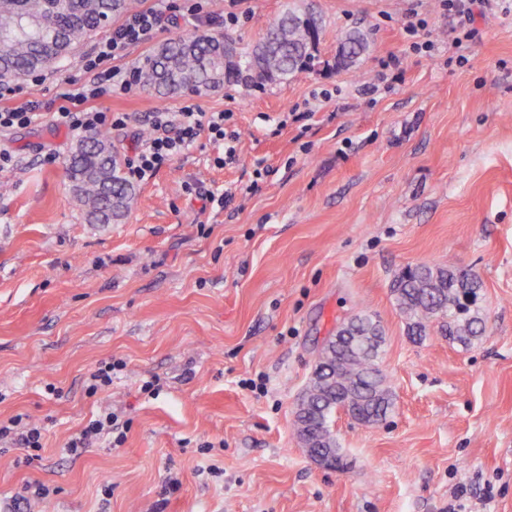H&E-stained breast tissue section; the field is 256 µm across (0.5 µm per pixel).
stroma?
Masks as SVG:
<instances>
[{
    "mask_svg": "<svg viewBox=\"0 0 512 512\" xmlns=\"http://www.w3.org/2000/svg\"><path fill=\"white\" fill-rule=\"evenodd\" d=\"M313 2L325 30L295 79L97 101L128 116L108 131L124 162L158 110L230 112L240 136L221 164L201 131L135 184L119 223L86 221L64 172L76 139L50 115L0 132L12 154L0 168V421L47 429L39 467L23 449L0 453V504L40 481L58 493L31 512H448L459 495L469 512H512V0L477 15L462 66L440 0ZM284 4L238 0L243 18L228 26L226 0H208L209 20L170 18L115 64L135 69L195 32L251 46ZM415 18L430 54L409 48ZM353 28L372 47L345 71L336 48ZM87 51L19 79V100L61 104ZM393 54L391 90L373 91ZM284 112L304 118L276 130ZM226 192L224 207L206 206ZM419 262L479 278L474 344L408 336L391 284ZM363 311L383 329L395 410L372 426L336 414L343 465L324 468L296 437V406L328 336ZM111 358L126 368L87 396L86 374ZM153 375L155 396L140 390ZM259 378L266 392L247 387ZM111 405L130 420L125 442L70 456L68 437Z\"/></svg>",
    "mask_w": 512,
    "mask_h": 512,
    "instance_id": "obj_1",
    "label": "stroma"
}]
</instances>
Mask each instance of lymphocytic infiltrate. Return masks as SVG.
Masks as SVG:
<instances>
[{
    "label": "lymphocytic infiltrate",
    "mask_w": 512,
    "mask_h": 512,
    "mask_svg": "<svg viewBox=\"0 0 512 512\" xmlns=\"http://www.w3.org/2000/svg\"><path fill=\"white\" fill-rule=\"evenodd\" d=\"M176 13L188 14L196 20L205 19L204 0H158L156 5L130 14L108 37L98 41L80 61L81 69L89 75L88 80L73 83L63 94L62 104L52 114L53 123L76 135L124 126L125 116L97 109L94 102L115 93L131 92L137 86L135 71L114 67V59L125 47L147 40L164 18ZM231 118L228 112H213L204 118L191 105L176 112L149 113L147 123L152 133L128 162V181L141 182L152 177L192 145L204 128L213 140L223 142L225 160H234L238 134L226 128ZM127 428L128 423L122 420L120 413L105 410L69 438L67 451L73 457H80L94 441L104 436L111 437L114 445H122Z\"/></svg>",
    "instance_id": "f902f5d3"
}]
</instances>
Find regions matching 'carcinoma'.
<instances>
[{
    "label": "carcinoma",
    "instance_id": "cac0c4a2",
    "mask_svg": "<svg viewBox=\"0 0 512 512\" xmlns=\"http://www.w3.org/2000/svg\"><path fill=\"white\" fill-rule=\"evenodd\" d=\"M136 0H0V82L44 70L68 56L74 47L132 9ZM324 21L288 0L260 44L224 55V35L187 34L171 38L148 54L136 68L145 85L161 97L183 91L202 94L231 80L251 85L282 81L314 67ZM370 34L347 31L338 46L336 66L350 70L368 53ZM72 197L94 224L122 220L135 200L123 176L112 142L104 135L78 141L65 163ZM480 282L451 266L422 262L409 266L392 282L408 335L421 340L430 323L448 336L470 344L482 333L477 307ZM354 336L323 348L297 416L298 436L305 448L329 449L342 465L333 431L337 411L363 425L377 424L394 407L392 391L379 367L383 330L367 313L339 327Z\"/></svg>",
    "mask_w": 512,
    "mask_h": 512
}]
</instances>
